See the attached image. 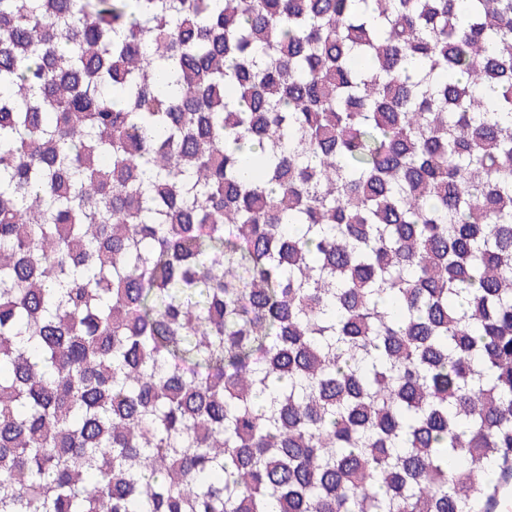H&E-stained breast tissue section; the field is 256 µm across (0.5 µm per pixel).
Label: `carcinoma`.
Masks as SVG:
<instances>
[{
    "label": "carcinoma",
    "instance_id": "1",
    "mask_svg": "<svg viewBox=\"0 0 512 512\" xmlns=\"http://www.w3.org/2000/svg\"><path fill=\"white\" fill-rule=\"evenodd\" d=\"M512 0H0V512H509Z\"/></svg>",
    "mask_w": 512,
    "mask_h": 512
}]
</instances>
